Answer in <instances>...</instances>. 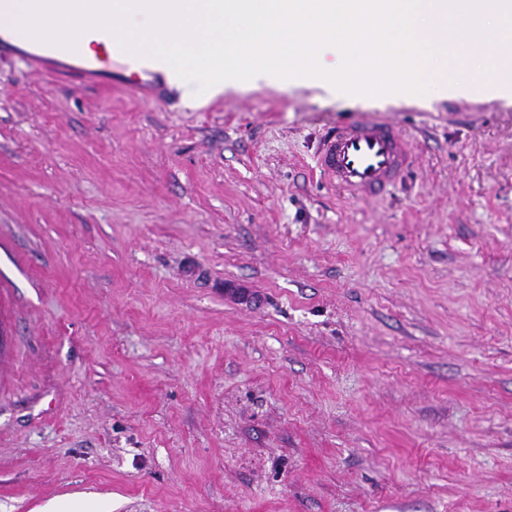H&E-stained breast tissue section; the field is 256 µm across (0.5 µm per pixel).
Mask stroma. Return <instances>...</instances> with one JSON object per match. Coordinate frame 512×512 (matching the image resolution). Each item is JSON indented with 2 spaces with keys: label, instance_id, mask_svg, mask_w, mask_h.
<instances>
[{
  "label": "stroma",
  "instance_id": "stroma-1",
  "mask_svg": "<svg viewBox=\"0 0 512 512\" xmlns=\"http://www.w3.org/2000/svg\"><path fill=\"white\" fill-rule=\"evenodd\" d=\"M414 166L348 200L336 120ZM512 512V99L167 107L0 61V512ZM316 165L352 198L384 194L412 165L409 140L390 122L360 118L336 122L320 137Z\"/></svg>",
  "mask_w": 512,
  "mask_h": 512
}]
</instances>
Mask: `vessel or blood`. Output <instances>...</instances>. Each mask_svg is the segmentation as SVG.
Listing matches in <instances>:
<instances>
[{"instance_id":"1","label":"vessel or blood","mask_w":512,"mask_h":512,"mask_svg":"<svg viewBox=\"0 0 512 512\" xmlns=\"http://www.w3.org/2000/svg\"><path fill=\"white\" fill-rule=\"evenodd\" d=\"M24 60L39 69L50 68L52 74L77 87H109L117 83L150 94L158 102L168 100L166 75L147 60H129L131 73L120 78L113 77L108 63L98 57L84 59L77 65L64 63L52 67L46 66L43 55L37 52L28 53ZM411 164L407 137L390 122L368 117L340 121L329 127L321 135L316 150L320 173L355 199L384 194Z\"/></svg>"}]
</instances>
